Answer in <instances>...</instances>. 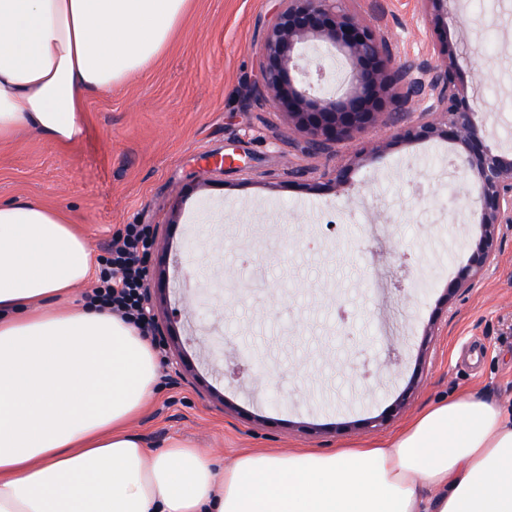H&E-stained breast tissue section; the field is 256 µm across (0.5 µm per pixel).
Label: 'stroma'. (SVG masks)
I'll use <instances>...</instances> for the list:
<instances>
[{"mask_svg":"<svg viewBox=\"0 0 512 512\" xmlns=\"http://www.w3.org/2000/svg\"><path fill=\"white\" fill-rule=\"evenodd\" d=\"M280 6L194 0L158 61L87 95L79 142L0 143V203L68 211L98 255L125 225H152L158 314L178 345L159 353L158 393L132 429L219 463L381 440L461 392L512 403V224L489 267L449 294L480 236L452 144L370 128L304 152L281 107L246 100ZM344 6L377 14L397 58L429 54L417 0ZM443 24L461 79L493 108L487 144L512 150V0H450ZM306 53L326 71L318 92L343 96L351 63Z\"/></svg>","mask_w":512,"mask_h":512,"instance_id":"1","label":"stroma"}]
</instances>
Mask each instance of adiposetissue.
I'll return each mask as SVG.
<instances>
[{
  "instance_id": "obj_1",
  "label": "adipose tissue",
  "mask_w": 512,
  "mask_h": 512,
  "mask_svg": "<svg viewBox=\"0 0 512 512\" xmlns=\"http://www.w3.org/2000/svg\"><path fill=\"white\" fill-rule=\"evenodd\" d=\"M192 0H0V142L66 147L84 99L156 61ZM96 257L80 225L0 204V512H512V406L468 392L399 433L321 453L247 450L216 466L130 425L157 392L148 337L71 306Z\"/></svg>"
}]
</instances>
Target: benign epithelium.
Masks as SVG:
<instances>
[{
    "mask_svg": "<svg viewBox=\"0 0 512 512\" xmlns=\"http://www.w3.org/2000/svg\"><path fill=\"white\" fill-rule=\"evenodd\" d=\"M339 0H281L274 22L263 37L261 78L254 87L260 103H277L288 115V129L305 134L306 149L355 141L370 127L399 126L404 141L445 139L476 180L481 235L455 277L458 290L491 262L499 226L512 224V153L483 145L485 126L477 114L489 108L468 95L453 51L437 40L430 57L396 59L389 39L374 18L344 10ZM427 30H439L448 0H419ZM320 42L353 65L351 94L336 99L315 93L324 68H310L301 49ZM418 114L417 121L405 118ZM144 308L153 318L154 338L169 342L168 326L156 320L152 288H145Z\"/></svg>",
    "mask_w": 512,
    "mask_h": 512,
    "instance_id": "7a95c632",
    "label": "benign epithelium"
}]
</instances>
